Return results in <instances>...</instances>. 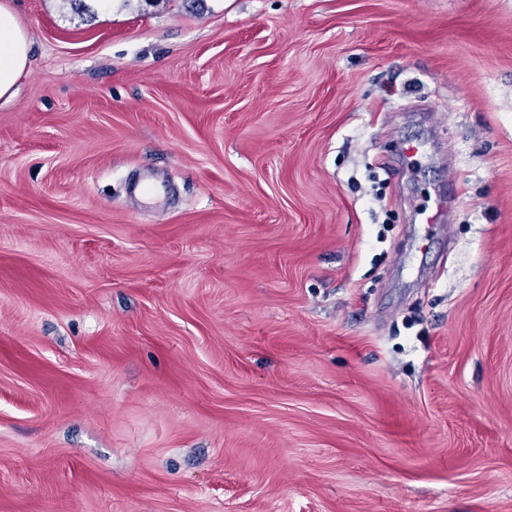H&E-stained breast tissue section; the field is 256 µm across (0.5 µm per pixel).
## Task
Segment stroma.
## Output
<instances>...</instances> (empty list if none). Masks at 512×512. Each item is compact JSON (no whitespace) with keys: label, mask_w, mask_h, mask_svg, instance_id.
I'll return each instance as SVG.
<instances>
[{"label":"stroma","mask_w":512,"mask_h":512,"mask_svg":"<svg viewBox=\"0 0 512 512\" xmlns=\"http://www.w3.org/2000/svg\"><path fill=\"white\" fill-rule=\"evenodd\" d=\"M6 2L0 512H512V0ZM27 63V36L9 6L0 4V99L14 95L15 84Z\"/></svg>","instance_id":"obj_1"}]
</instances>
